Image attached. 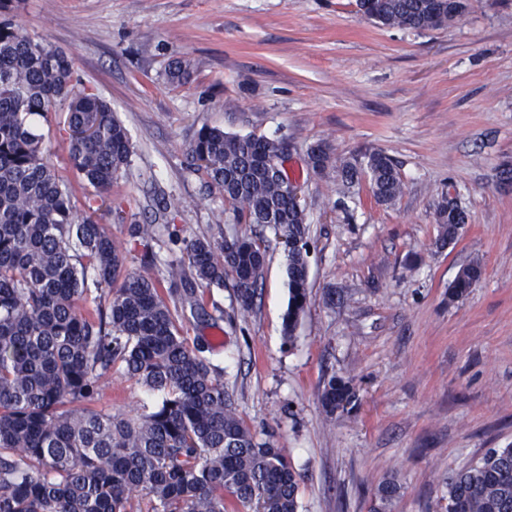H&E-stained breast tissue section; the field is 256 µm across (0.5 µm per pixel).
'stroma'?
Segmentation results:
<instances>
[{
  "instance_id": "35a3bbf8",
  "label": "stroma",
  "mask_w": 512,
  "mask_h": 512,
  "mask_svg": "<svg viewBox=\"0 0 512 512\" xmlns=\"http://www.w3.org/2000/svg\"><path fill=\"white\" fill-rule=\"evenodd\" d=\"M16 23L75 61L81 87L106 101L131 138L113 206H130L151 238L110 231L129 269L186 260L185 240L250 234L193 171L189 146L208 125L283 139L285 173L311 226L309 306L294 344L282 336L285 256L270 250L260 295L242 310L231 286L210 300L223 318L184 323L214 341L212 362L258 438L287 449L302 475V512H369L377 485L403 477L392 512H436L449 471L512 445V0H467L448 26L375 24L356 0H20ZM194 62L170 83L169 62ZM65 110L35 122L50 162L71 178ZM332 158L396 159L392 205L368 178L345 186L306 164L310 144ZM468 213L455 244H436L442 193ZM172 200L158 217L161 199ZM482 280L448 299L457 272ZM341 288L344 305L324 302ZM352 379L349 413L320 404L331 375ZM147 393L113 369L102 404L140 416ZM483 267L480 262L472 261L462 266L448 287V299L455 302L465 298L482 279Z\"/></svg>"
}]
</instances>
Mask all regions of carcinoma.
<instances>
[{
	"mask_svg": "<svg viewBox=\"0 0 512 512\" xmlns=\"http://www.w3.org/2000/svg\"><path fill=\"white\" fill-rule=\"evenodd\" d=\"M373 22L416 31L446 26L466 0H370ZM15 0H0V512H299L302 480L286 449L275 447L238 414L202 337L181 323L208 316L205 291L232 282L252 308L266 265L262 237L229 247L184 241L190 271L171 263L162 277L126 268L105 215L117 174L129 165L126 128L101 98L78 87L74 61L13 21ZM191 61L168 65L172 83ZM67 112L71 183L45 159L34 116ZM281 141L203 126L190 144L194 171L233 207L238 223L269 228L286 258L289 301L283 319L295 339L309 302L310 225L282 171L263 166ZM308 167L329 168L353 185L369 176L375 200L395 203L403 182L382 151L365 164H332L323 142L307 150ZM440 246L455 243L468 221L448 201L435 211ZM93 277L87 278L88 271ZM481 263L462 266L448 301L465 298L482 279ZM168 288H162V283ZM119 366L153 392L155 406L137 418L98 407L105 380ZM352 380L331 375L321 402L334 415L357 403ZM402 485L392 474L377 487L369 512H392ZM440 512H512V446L490 448L473 465L448 474Z\"/></svg>",
	"mask_w": 512,
	"mask_h": 512,
	"instance_id": "obj_1",
	"label": "carcinoma"
}]
</instances>
